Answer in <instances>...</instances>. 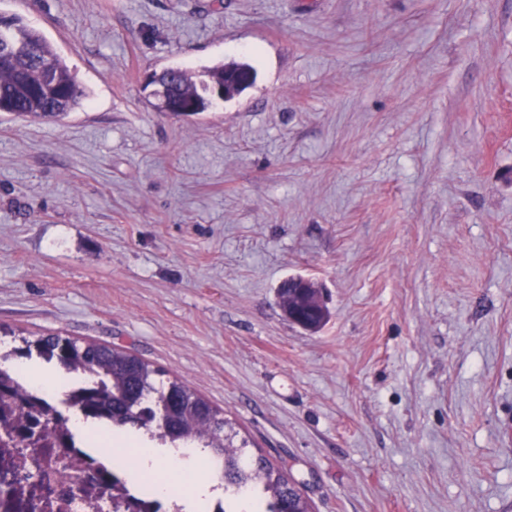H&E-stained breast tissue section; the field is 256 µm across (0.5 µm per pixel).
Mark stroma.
<instances>
[{
	"label": "stroma",
	"mask_w": 512,
	"mask_h": 512,
	"mask_svg": "<svg viewBox=\"0 0 512 512\" xmlns=\"http://www.w3.org/2000/svg\"><path fill=\"white\" fill-rule=\"evenodd\" d=\"M86 96L0 112V326L120 346L315 512H512V0H0ZM244 61L195 116L150 76ZM320 288L328 323L278 289ZM309 289L303 288H280V303L285 312L296 313L305 322L315 325V330L320 329L328 319V312L325 307V314L308 301ZM314 330V331H315Z\"/></svg>",
	"instance_id": "1"
}]
</instances>
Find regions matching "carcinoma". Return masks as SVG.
<instances>
[{"instance_id": "1", "label": "carcinoma", "mask_w": 512, "mask_h": 512, "mask_svg": "<svg viewBox=\"0 0 512 512\" xmlns=\"http://www.w3.org/2000/svg\"><path fill=\"white\" fill-rule=\"evenodd\" d=\"M8 21L10 41L22 48L9 57H0V112L33 118H56L79 106L86 94L66 62L38 30L17 17ZM51 65L54 93L44 91L45 75L41 63ZM176 77L161 76L157 86L168 98L199 99L206 88L224 84V64L204 69L194 77L173 68ZM280 303L285 311L320 329L328 314L310 305L303 288H282ZM20 345L0 355V406L12 420L13 432L20 440L31 437L37 417L44 415L34 398L21 392L13 378L12 365L21 359H39L66 373H80L85 381L75 387L60 404L85 417L110 423L129 424L147 430L150 440L175 447L192 445L209 452L210 460L220 465L224 479V499L257 490L263 507L259 512H312V506L298 484L262 455L246 453L247 440L235 443L236 434L226 431L228 422L208 401L187 384L170 380L156 387L160 371L142 358L115 345L94 341L80 343L67 336L51 334L35 340L19 338ZM70 417L57 409L46 419L40 436H69Z\"/></svg>"}]
</instances>
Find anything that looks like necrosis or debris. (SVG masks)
Listing matches in <instances>:
<instances>
[{
  "label": "necrosis or debris",
  "mask_w": 512,
  "mask_h": 512,
  "mask_svg": "<svg viewBox=\"0 0 512 512\" xmlns=\"http://www.w3.org/2000/svg\"><path fill=\"white\" fill-rule=\"evenodd\" d=\"M14 497L37 504L38 512H151L153 503L133 495H109L98 461L82 448L53 441L25 444L0 430V478Z\"/></svg>",
  "instance_id": "necrosis-or-debris-1"
}]
</instances>
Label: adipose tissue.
Wrapping results in <instances>:
<instances>
[{"instance_id": "ef3b65f1", "label": "adipose tissue", "mask_w": 512, "mask_h": 512, "mask_svg": "<svg viewBox=\"0 0 512 512\" xmlns=\"http://www.w3.org/2000/svg\"><path fill=\"white\" fill-rule=\"evenodd\" d=\"M73 430L79 435H96L109 439L113 450L109 463H120L132 479L153 475L151 491L159 496H174L181 500L186 512H193L195 504L210 490L209 484L198 475L200 453H183L171 448L147 446L145 437L128 427L103 426L100 423L75 418Z\"/></svg>"}]
</instances>
